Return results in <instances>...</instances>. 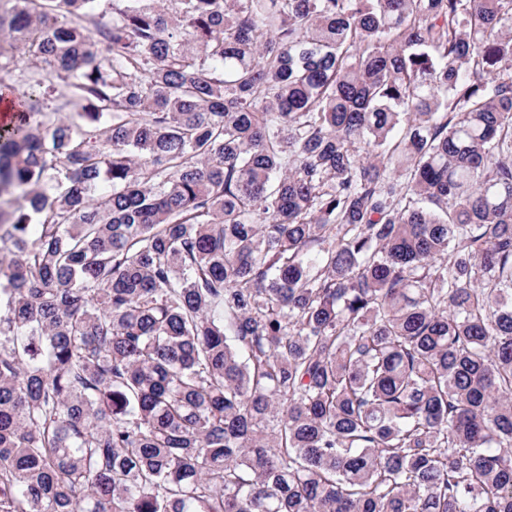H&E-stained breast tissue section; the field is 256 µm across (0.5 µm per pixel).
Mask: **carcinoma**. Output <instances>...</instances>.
<instances>
[{"mask_svg":"<svg viewBox=\"0 0 512 512\" xmlns=\"http://www.w3.org/2000/svg\"><path fill=\"white\" fill-rule=\"evenodd\" d=\"M100 2L0 0V512H512V0Z\"/></svg>","mask_w":512,"mask_h":512,"instance_id":"obj_1","label":"carcinoma"}]
</instances>
